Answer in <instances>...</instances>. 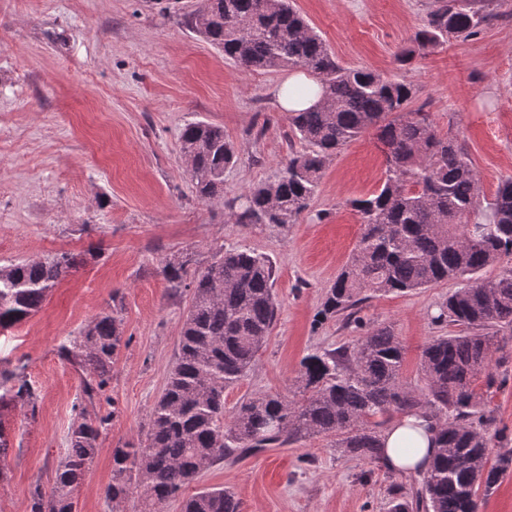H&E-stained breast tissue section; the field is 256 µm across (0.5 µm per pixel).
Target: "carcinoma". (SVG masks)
Here are the masks:
<instances>
[{
  "label": "carcinoma",
  "mask_w": 512,
  "mask_h": 512,
  "mask_svg": "<svg viewBox=\"0 0 512 512\" xmlns=\"http://www.w3.org/2000/svg\"><path fill=\"white\" fill-rule=\"evenodd\" d=\"M498 18L489 0H435L420 29L397 53L410 65L448 42L478 35ZM187 27L249 71L301 69L321 85L323 101L287 113L292 136L279 177L248 187L224 206L238 224H295L314 197L327 161L370 129L386 155L380 188L352 201L361 236L336 276L314 322L354 316L371 295L409 293L456 283L433 316L460 328L436 336L422 350L426 389L401 380L404 350L389 326L367 331L352 345L315 350L301 361L293 395L257 393L224 417V391L255 366L276 320L275 270L246 247H219L207 266L189 272V254L165 262L160 273L174 294L191 291L178 349L165 388L149 414L145 437L112 449L115 506L137 490L145 512H161L206 467L315 436L333 439L342 456L382 464L384 426L420 410L438 428L440 449L421 482L390 488L388 512H480L482 501L512 472V455L493 449L512 441L497 426L491 394L500 331L512 332V178L481 203L480 177L457 138L441 135L423 108L410 107L413 85L341 65L326 41L291 0H200ZM181 151L196 197H223L224 172L237 148L224 128L186 124ZM77 265L67 253L0 265V328L36 313ZM500 267L493 279L481 272ZM124 297L107 306L59 349L84 375L80 421L67 434L68 451L53 489L30 491L29 512H75L73 491L83 480L110 416L90 417L112 381L124 341ZM21 407L35 417L38 396L19 378L0 381V411ZM182 512H242L230 490L210 488L182 501Z\"/></svg>",
  "instance_id": "carcinoma-1"
}]
</instances>
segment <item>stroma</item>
<instances>
[{"label": "stroma", "instance_id": "35a3bbf8", "mask_svg": "<svg viewBox=\"0 0 512 512\" xmlns=\"http://www.w3.org/2000/svg\"><path fill=\"white\" fill-rule=\"evenodd\" d=\"M197 0H0V265L61 253L78 266L24 321L0 329V369L23 374L39 395L35 418L6 412L10 451L0 512H27L34 486L50 489L79 418L82 374L57 350L125 294V338L112 382L94 407L114 412L83 481L76 512H141L138 494L119 508L105 499L112 450L138 438L161 395L177 350L189 293L172 294L163 261L241 244L275 268L278 316L249 375L224 393L232 413L257 392L288 393L300 361L316 349L355 342L370 327L391 326L405 347L402 379L424 389L423 346L447 335L433 322L454 290L442 282L406 294L374 295L357 320L339 315L314 326L329 286L362 232L353 199L385 176L375 131L326 165L297 223L239 224L223 201H199L179 134L192 121L223 127L238 148L224 195L274 180L288 156V122L272 103L282 70L246 71L196 36L185 17ZM296 9L344 65L412 83L440 133L457 135L491 197L512 178V0L476 37L400 66L395 55L419 29L433 0H294ZM507 363L494 367L497 424L512 430V336L497 338ZM415 475L342 456L314 437L269 448L237 463L204 469L169 501L208 487L228 488L242 512H386L390 485Z\"/></svg>", "mask_w": 512, "mask_h": 512}]
</instances>
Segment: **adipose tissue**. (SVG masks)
<instances>
[{
	"label": "adipose tissue",
	"mask_w": 512,
	"mask_h": 512,
	"mask_svg": "<svg viewBox=\"0 0 512 512\" xmlns=\"http://www.w3.org/2000/svg\"><path fill=\"white\" fill-rule=\"evenodd\" d=\"M384 462L400 473L416 474L425 471L437 451L438 431L422 414L414 413L392 423L383 433ZM414 452L402 453L404 444Z\"/></svg>",
	"instance_id": "obj_1"
}]
</instances>
